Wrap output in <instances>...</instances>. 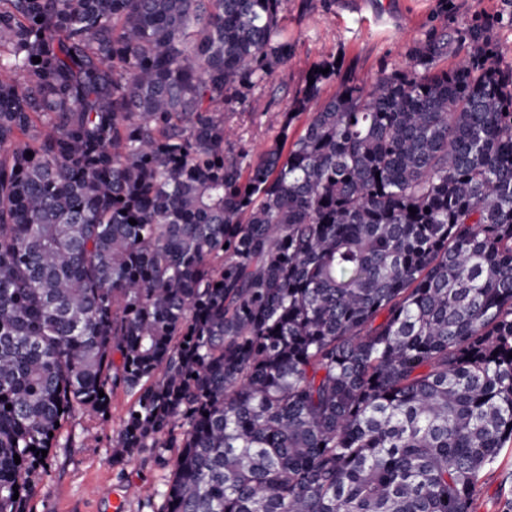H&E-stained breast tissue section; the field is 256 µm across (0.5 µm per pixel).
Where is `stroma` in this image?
Returning <instances> with one entry per match:
<instances>
[{"mask_svg": "<svg viewBox=\"0 0 512 512\" xmlns=\"http://www.w3.org/2000/svg\"><path fill=\"white\" fill-rule=\"evenodd\" d=\"M510 12L512 0H286L281 26L293 56L244 114V125L256 146L270 144L277 133L273 117L288 110L311 68L327 56L341 58L360 80L406 67L410 47L430 29ZM130 401L119 390L108 418L82 410L68 420L48 466L28 478L26 512H113L117 500L123 512H148L146 501L163 482L151 454L124 465L112 461Z\"/></svg>", "mask_w": 512, "mask_h": 512, "instance_id": "35a3bbf8", "label": "stroma"}]
</instances>
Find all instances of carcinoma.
Instances as JSON below:
<instances>
[{"mask_svg": "<svg viewBox=\"0 0 512 512\" xmlns=\"http://www.w3.org/2000/svg\"><path fill=\"white\" fill-rule=\"evenodd\" d=\"M282 4L0 0V512L118 389L152 512H475L512 447L499 19L322 62L258 150Z\"/></svg>", "mask_w": 512, "mask_h": 512, "instance_id": "carcinoma-1", "label": "carcinoma"}]
</instances>
